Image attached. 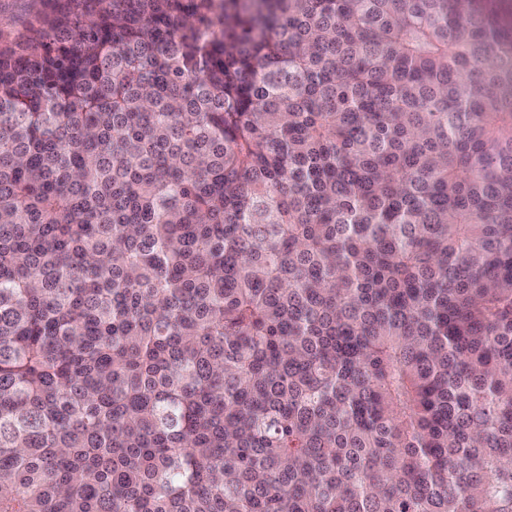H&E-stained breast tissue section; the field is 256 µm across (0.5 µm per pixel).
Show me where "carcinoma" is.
Here are the masks:
<instances>
[{
    "mask_svg": "<svg viewBox=\"0 0 512 512\" xmlns=\"http://www.w3.org/2000/svg\"><path fill=\"white\" fill-rule=\"evenodd\" d=\"M0 512H512L495 0H58L0 48Z\"/></svg>",
    "mask_w": 512,
    "mask_h": 512,
    "instance_id": "carcinoma-1",
    "label": "carcinoma"
}]
</instances>
